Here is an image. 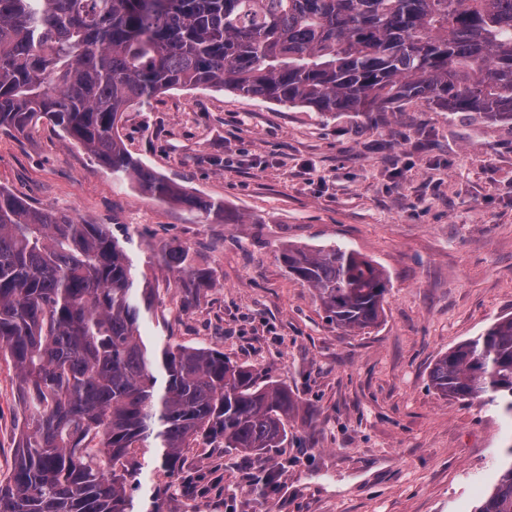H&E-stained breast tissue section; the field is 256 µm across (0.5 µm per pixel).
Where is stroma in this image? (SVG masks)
Returning <instances> with one entry per match:
<instances>
[{"mask_svg":"<svg viewBox=\"0 0 512 512\" xmlns=\"http://www.w3.org/2000/svg\"><path fill=\"white\" fill-rule=\"evenodd\" d=\"M133 157L224 204L238 224L203 220L116 188L110 172L43 123L0 130V185L37 207L106 225L155 301L150 344L207 346L288 386L299 408L282 447L229 458L186 449L180 476L134 474L149 512H475L512 463V416L499 403L446 399L435 359L512 315V123L411 102L378 119L258 102L215 89L172 90L125 112ZM214 271L186 299L157 262L170 243ZM338 243L390 276L382 321L346 334L280 262L289 244ZM26 417L0 366V472ZM276 468L274 489L253 482Z\"/></svg>","mask_w":512,"mask_h":512,"instance_id":"stroma-1","label":"stroma"}]
</instances>
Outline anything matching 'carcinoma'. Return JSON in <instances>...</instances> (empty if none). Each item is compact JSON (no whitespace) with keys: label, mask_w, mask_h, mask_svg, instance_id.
Instances as JSON below:
<instances>
[{"label":"carcinoma","mask_w":512,"mask_h":512,"mask_svg":"<svg viewBox=\"0 0 512 512\" xmlns=\"http://www.w3.org/2000/svg\"><path fill=\"white\" fill-rule=\"evenodd\" d=\"M199 88L322 115L421 102L512 122V0H0V129L47 121L115 184L239 224L118 136L130 108ZM280 259L329 324L380 322L390 277L371 260L336 244H290ZM161 263L190 294L214 284L181 244ZM152 295L104 225L0 186V361L27 413L0 512H134L137 450L171 478L201 442L237 456L284 443L288 387L213 347H148ZM429 378L445 398H502L512 415V316L439 355ZM476 512H512V466Z\"/></svg>","instance_id":"1"}]
</instances>
